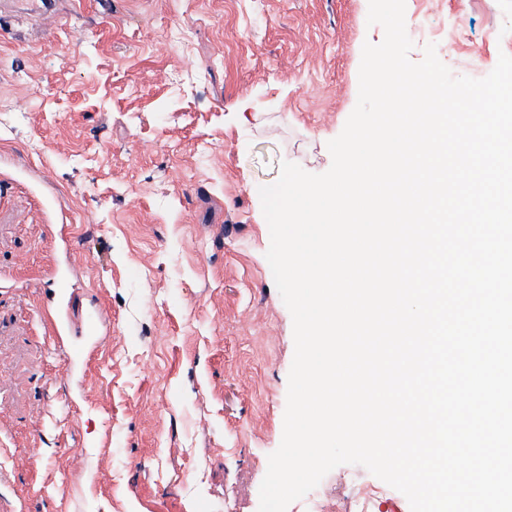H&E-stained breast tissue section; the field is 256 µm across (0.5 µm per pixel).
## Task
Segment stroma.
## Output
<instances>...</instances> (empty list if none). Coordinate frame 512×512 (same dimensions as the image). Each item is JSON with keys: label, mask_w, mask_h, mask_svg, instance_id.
<instances>
[{"label": "stroma", "mask_w": 512, "mask_h": 512, "mask_svg": "<svg viewBox=\"0 0 512 512\" xmlns=\"http://www.w3.org/2000/svg\"><path fill=\"white\" fill-rule=\"evenodd\" d=\"M367 15L368 0H0V445L26 459L0 512H258L294 357L259 189L285 161L330 168L363 45L384 38ZM405 20L464 28L436 47L457 76L512 55V0H406ZM55 269L81 283L71 327L106 321L71 369L45 314ZM355 472L377 481L344 464L314 488L328 512Z\"/></svg>", "instance_id": "obj_1"}]
</instances>
